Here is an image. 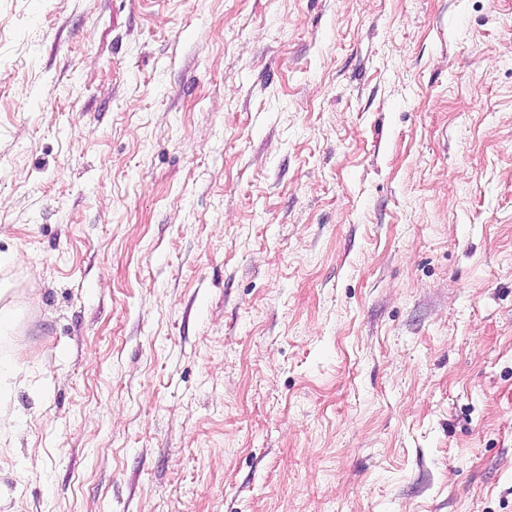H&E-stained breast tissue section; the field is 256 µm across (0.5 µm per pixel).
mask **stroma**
<instances>
[{
	"label": "stroma",
	"mask_w": 512,
	"mask_h": 512,
	"mask_svg": "<svg viewBox=\"0 0 512 512\" xmlns=\"http://www.w3.org/2000/svg\"><path fill=\"white\" fill-rule=\"evenodd\" d=\"M0 512H512V0H0Z\"/></svg>",
	"instance_id": "1"
}]
</instances>
